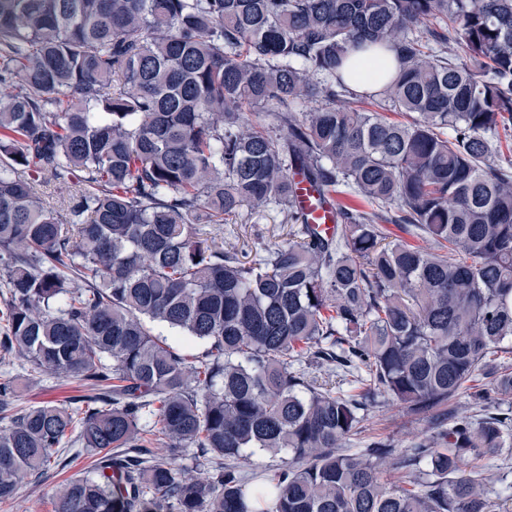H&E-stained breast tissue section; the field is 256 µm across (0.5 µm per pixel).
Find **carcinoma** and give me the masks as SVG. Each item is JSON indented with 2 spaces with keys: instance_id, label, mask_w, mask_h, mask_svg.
Masks as SVG:
<instances>
[{
  "instance_id": "cac0c4a2",
  "label": "carcinoma",
  "mask_w": 512,
  "mask_h": 512,
  "mask_svg": "<svg viewBox=\"0 0 512 512\" xmlns=\"http://www.w3.org/2000/svg\"><path fill=\"white\" fill-rule=\"evenodd\" d=\"M385 51L379 93L345 78ZM295 172L370 210L319 233ZM74 180L62 221L39 190ZM272 202L288 244L253 263L202 238ZM0 271V366L85 390L20 408L0 373L1 504L69 451L94 461L54 512H497L512 0H0ZM376 390L451 425L339 453ZM462 390L482 414L448 413ZM256 451L288 455L262 485L239 466Z\"/></svg>"
}]
</instances>
